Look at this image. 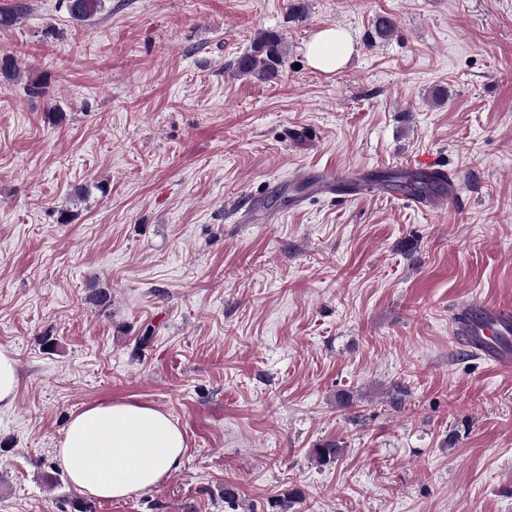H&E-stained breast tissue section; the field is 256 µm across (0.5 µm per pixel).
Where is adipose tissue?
Segmentation results:
<instances>
[{"mask_svg": "<svg viewBox=\"0 0 512 512\" xmlns=\"http://www.w3.org/2000/svg\"><path fill=\"white\" fill-rule=\"evenodd\" d=\"M353 51L336 28L315 34L307 46L311 66L336 71ZM185 438L177 422L141 402L93 404L72 415L55 450L70 481L92 497L122 499L156 486L181 464Z\"/></svg>", "mask_w": 512, "mask_h": 512, "instance_id": "1", "label": "adipose tissue"}]
</instances>
